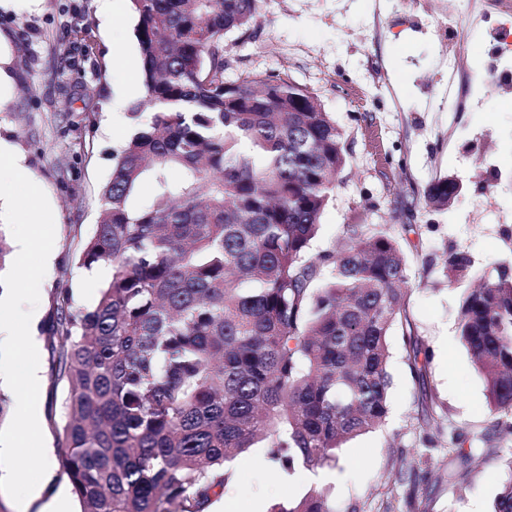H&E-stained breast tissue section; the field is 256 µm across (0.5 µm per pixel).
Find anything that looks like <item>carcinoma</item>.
Masks as SVG:
<instances>
[{"label": "carcinoma", "mask_w": 512, "mask_h": 512, "mask_svg": "<svg viewBox=\"0 0 512 512\" xmlns=\"http://www.w3.org/2000/svg\"><path fill=\"white\" fill-rule=\"evenodd\" d=\"M150 120L112 153L103 213L81 267L112 266L90 310L68 290L53 329L67 379L60 461L81 512H206L252 448L285 474L334 466L336 450L389 411V337L424 384L429 351L407 316L400 241L361 224L310 256L346 164L317 96L282 77L224 82V36L255 0H131ZM147 178L149 203L134 196ZM452 176L423 190L444 210ZM448 283L478 278L464 253ZM460 296L458 336L483 376L494 428L512 434V264ZM448 441V482L474 449ZM492 512H512V451ZM271 512H334L312 488Z\"/></svg>", "instance_id": "obj_1"}]
</instances>
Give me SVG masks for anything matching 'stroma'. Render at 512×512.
Wrapping results in <instances>:
<instances>
[{
	"label": "stroma",
	"mask_w": 512,
	"mask_h": 512,
	"mask_svg": "<svg viewBox=\"0 0 512 512\" xmlns=\"http://www.w3.org/2000/svg\"><path fill=\"white\" fill-rule=\"evenodd\" d=\"M456 0H257L248 32L224 37V80L253 73L289 78L313 91L344 133L346 166L320 216L311 252L345 243L363 224L398 236L408 265L407 313L431 353L425 383L411 376L400 333L390 338V405L384 426L338 450V475L328 481L335 512H491L499 454L512 436L496 432L482 376L459 339L461 291L441 268L444 251L469 255L495 278L512 261V81L491 65L501 53L496 31L512 15L477 0L476 17L446 30ZM115 18L98 0H0V41L9 76L0 85V141L6 142L46 194L54 215L55 263L40 285L45 446L52 455L46 495L71 494L58 458L68 384L52 339L61 289L72 305L89 308L102 286L73 261L102 213L100 191L112 173V151L131 134L132 90L123 52L139 57L136 18L122 0ZM88 29L85 53L73 42ZM459 49L456 79L448 77V48ZM92 90V107L83 93ZM457 177L463 190L444 210L427 207L425 186L436 176ZM436 396L435 420L421 411V391ZM461 434L483 449L467 482L449 486L448 436ZM422 459L418 491L398 481L402 461ZM232 478L209 512H268L315 486L309 470L276 474L262 448L230 463Z\"/></svg>",
	"instance_id": "obj_1"
}]
</instances>
